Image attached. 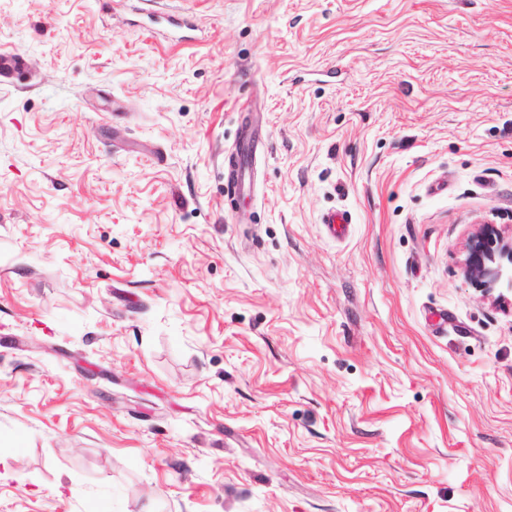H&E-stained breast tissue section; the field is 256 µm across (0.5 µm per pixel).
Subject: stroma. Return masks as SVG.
I'll list each match as a JSON object with an SVG mask.
<instances>
[{"instance_id":"1","label":"stroma","mask_w":512,"mask_h":512,"mask_svg":"<svg viewBox=\"0 0 512 512\" xmlns=\"http://www.w3.org/2000/svg\"><path fill=\"white\" fill-rule=\"evenodd\" d=\"M142 6L0 0V512H512V0ZM467 277L490 294L496 288L512 293V239L483 225L469 239Z\"/></svg>"}]
</instances>
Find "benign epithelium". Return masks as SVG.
Returning a JSON list of instances; mask_svg holds the SVG:
<instances>
[{
    "label": "benign epithelium",
    "mask_w": 512,
    "mask_h": 512,
    "mask_svg": "<svg viewBox=\"0 0 512 512\" xmlns=\"http://www.w3.org/2000/svg\"><path fill=\"white\" fill-rule=\"evenodd\" d=\"M465 259L467 277L490 293L497 288L512 293V239L489 226L469 239Z\"/></svg>",
    "instance_id": "7a95c632"
}]
</instances>
